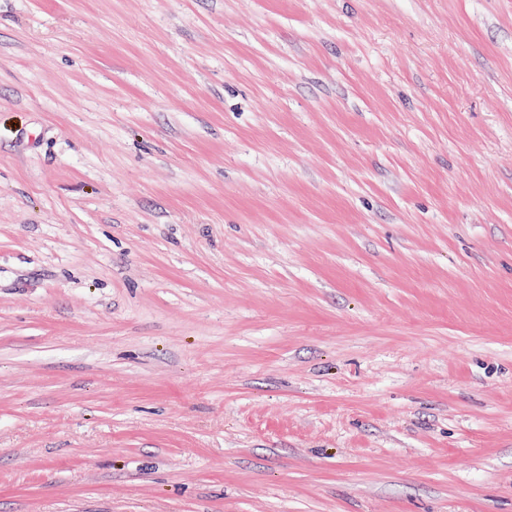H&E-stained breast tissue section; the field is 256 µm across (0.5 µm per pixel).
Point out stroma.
Instances as JSON below:
<instances>
[{
	"mask_svg": "<svg viewBox=\"0 0 512 512\" xmlns=\"http://www.w3.org/2000/svg\"><path fill=\"white\" fill-rule=\"evenodd\" d=\"M0 512H512V0H0Z\"/></svg>",
	"mask_w": 512,
	"mask_h": 512,
	"instance_id": "stroma-1",
	"label": "stroma"
}]
</instances>
